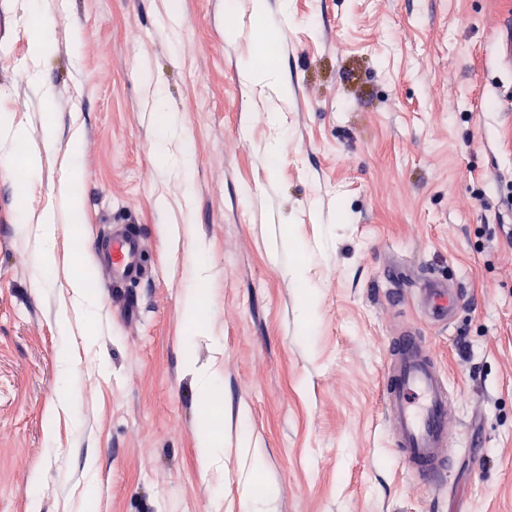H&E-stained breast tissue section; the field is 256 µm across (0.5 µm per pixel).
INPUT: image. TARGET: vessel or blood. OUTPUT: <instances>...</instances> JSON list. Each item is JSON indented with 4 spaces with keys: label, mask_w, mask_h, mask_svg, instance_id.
I'll return each mask as SVG.
<instances>
[{
    "label": "vessel or blood",
    "mask_w": 512,
    "mask_h": 512,
    "mask_svg": "<svg viewBox=\"0 0 512 512\" xmlns=\"http://www.w3.org/2000/svg\"><path fill=\"white\" fill-rule=\"evenodd\" d=\"M143 241L128 220L112 218L98 246V257L108 273V286L117 306H125L124 288L147 276L142 261ZM417 297L426 321L452 324L463 299L459 284L436 276L424 277ZM386 421L406 474L424 490L439 492L462 446L451 425L453 390L431 356L415 326L406 325L388 341L383 374Z\"/></svg>",
    "instance_id": "vessel-or-blood-1"
}]
</instances>
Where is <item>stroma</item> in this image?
Segmentation results:
<instances>
[{
  "label": "stroma",
  "mask_w": 512,
  "mask_h": 512,
  "mask_svg": "<svg viewBox=\"0 0 512 512\" xmlns=\"http://www.w3.org/2000/svg\"><path fill=\"white\" fill-rule=\"evenodd\" d=\"M44 6L38 59L33 0H0V114L29 133L21 149L0 132V512H512V67L497 54L512 0ZM254 63L271 83L247 80ZM112 215L136 225L152 271L128 288L131 316L93 245ZM84 270L89 312L70 287ZM426 274L464 291L448 327L419 312ZM402 322L473 443L452 495L408 480L385 422ZM66 394L71 413L53 417ZM208 415L221 453L205 465Z\"/></svg>",
  "instance_id": "1"
}]
</instances>
